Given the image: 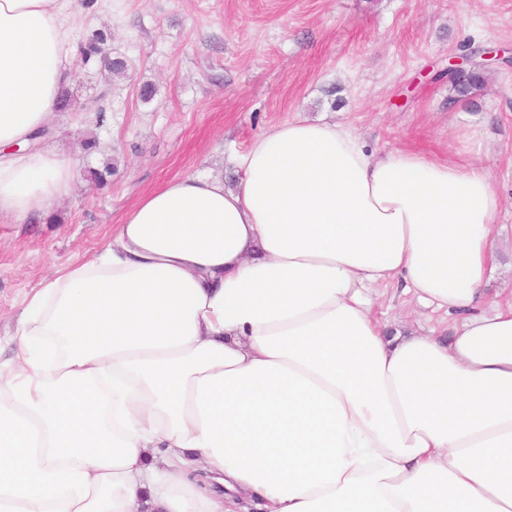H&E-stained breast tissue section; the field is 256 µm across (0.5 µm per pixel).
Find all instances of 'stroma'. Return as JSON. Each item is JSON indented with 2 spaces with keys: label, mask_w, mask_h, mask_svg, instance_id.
<instances>
[{
  "label": "stroma",
  "mask_w": 512,
  "mask_h": 512,
  "mask_svg": "<svg viewBox=\"0 0 512 512\" xmlns=\"http://www.w3.org/2000/svg\"><path fill=\"white\" fill-rule=\"evenodd\" d=\"M78 0L72 35L107 33L125 77L75 59L78 101L108 91L102 122L57 112L42 148L78 162L51 220H0V365L29 296L52 273L103 248L137 196L188 174H226L231 154L298 118L353 128L368 149L440 157L456 126L481 124L480 160L502 198L498 260L484 288L512 299V0ZM503 49L481 92L449 104L436 79L465 48ZM153 83L142 102L138 90ZM335 89L337 104L326 92ZM97 151L86 154L84 139ZM111 168L100 187L91 171ZM381 321L417 332L451 321L402 285L379 286Z\"/></svg>",
  "instance_id": "stroma-1"
}]
</instances>
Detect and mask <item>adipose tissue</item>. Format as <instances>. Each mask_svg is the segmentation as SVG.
I'll return each instance as SVG.
<instances>
[{"label":"adipose tissue","instance_id":"1","mask_svg":"<svg viewBox=\"0 0 512 512\" xmlns=\"http://www.w3.org/2000/svg\"><path fill=\"white\" fill-rule=\"evenodd\" d=\"M73 0H0V218L46 220L28 151L72 76ZM479 125L439 159L270 127L238 176L169 179L29 299L0 374V512H512V303ZM401 283L454 332L389 331Z\"/></svg>","mask_w":512,"mask_h":512}]
</instances>
